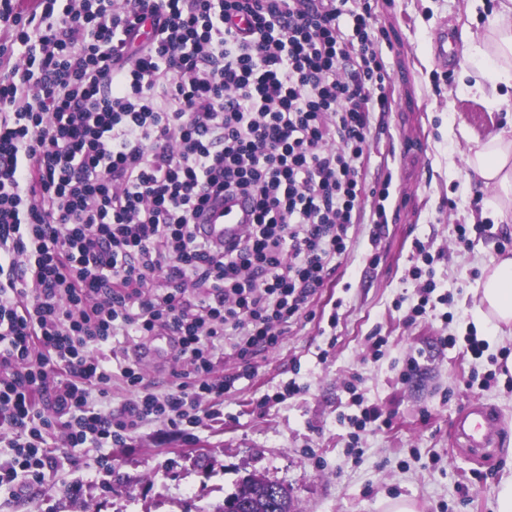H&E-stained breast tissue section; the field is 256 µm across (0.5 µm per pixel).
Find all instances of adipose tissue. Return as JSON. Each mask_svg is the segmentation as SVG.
<instances>
[{
  "label": "adipose tissue",
  "instance_id": "adipose-tissue-1",
  "mask_svg": "<svg viewBox=\"0 0 512 512\" xmlns=\"http://www.w3.org/2000/svg\"><path fill=\"white\" fill-rule=\"evenodd\" d=\"M464 39L473 49V67L484 72L483 80L474 84L476 94L491 102L501 90L512 89V0H502L481 34L468 31ZM465 163L483 185L494 190L489 202L492 217L502 223L512 221V128L475 141ZM476 315L480 322L512 330L511 256L486 268Z\"/></svg>",
  "mask_w": 512,
  "mask_h": 512
}]
</instances>
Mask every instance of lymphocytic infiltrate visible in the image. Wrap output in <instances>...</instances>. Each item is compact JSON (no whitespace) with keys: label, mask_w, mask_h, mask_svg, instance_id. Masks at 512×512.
<instances>
[{"label":"lymphocytic infiltrate","mask_w":512,"mask_h":512,"mask_svg":"<svg viewBox=\"0 0 512 512\" xmlns=\"http://www.w3.org/2000/svg\"><path fill=\"white\" fill-rule=\"evenodd\" d=\"M336 0H0V489L40 484L59 429L111 466L151 418L200 422L277 345L347 250L371 115L388 109L370 12ZM250 198L236 244L199 238L212 197ZM177 340L190 380L120 412L113 336Z\"/></svg>","instance_id":"1"}]
</instances>
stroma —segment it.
Returning <instances> with one entry per match:
<instances>
[{
	"instance_id": "35a3bbf8",
	"label": "stroma",
	"mask_w": 512,
	"mask_h": 512,
	"mask_svg": "<svg viewBox=\"0 0 512 512\" xmlns=\"http://www.w3.org/2000/svg\"><path fill=\"white\" fill-rule=\"evenodd\" d=\"M499 0H346L340 24L369 9L387 73L389 109L371 115L360 176L367 190L360 220L336 271L293 320L275 349L251 362L253 375L224 398V414L196 428L154 419L113 449L112 469L86 467L91 448L54 438L56 464L34 491L0 492V512H211L255 474L287 486L294 512H384L390 498L420 512H494L495 488L512 447V374L503 352L512 335L473 324L478 288L491 261L512 256V223L456 244L457 227L481 223L491 190L470 176L464 155L474 141L512 122V96L489 104L464 76L475 27ZM448 35L451 67L435 57ZM387 187L385 202L373 189ZM385 223H375L377 207ZM428 254L419 256L416 242ZM429 265L436 283L424 314L412 316ZM489 348L473 358L467 337ZM386 344L373 354L371 337ZM420 367L407 373L406 361ZM296 382L299 390L285 395ZM381 406L388 427L352 437L343 424L361 403ZM472 406L493 413L492 445L473 451L456 440Z\"/></svg>"
}]
</instances>
